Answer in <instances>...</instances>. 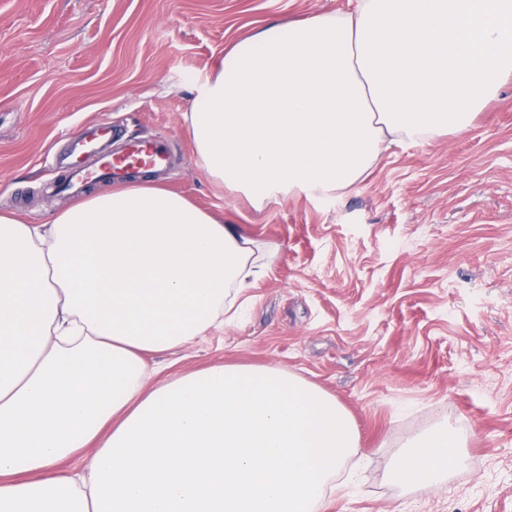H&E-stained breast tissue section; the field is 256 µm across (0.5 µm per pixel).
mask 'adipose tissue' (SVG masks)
Listing matches in <instances>:
<instances>
[{
    "instance_id": "adipose-tissue-1",
    "label": "adipose tissue",
    "mask_w": 512,
    "mask_h": 512,
    "mask_svg": "<svg viewBox=\"0 0 512 512\" xmlns=\"http://www.w3.org/2000/svg\"><path fill=\"white\" fill-rule=\"evenodd\" d=\"M350 2L266 24L197 85L199 163L256 207L335 197L391 147L468 131L512 76V0ZM265 250L152 186L45 224L1 212L0 512H319L361 451L335 397L271 366L146 376L223 324ZM466 462L443 420L391 477L439 486Z\"/></svg>"
}]
</instances>
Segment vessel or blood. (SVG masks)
Segmentation results:
<instances>
[{
	"label": "vessel or blood",
	"mask_w": 512,
	"mask_h": 512,
	"mask_svg": "<svg viewBox=\"0 0 512 512\" xmlns=\"http://www.w3.org/2000/svg\"><path fill=\"white\" fill-rule=\"evenodd\" d=\"M111 137V126L90 125L79 141L80 150L88 152ZM169 164L170 153L164 138L134 139L127 141L124 148L112 152L110 160L100 163L96 169H89L82 161H74L58 186L66 191L96 180L130 184L140 181L147 173L166 172Z\"/></svg>",
	"instance_id": "obj_1"
}]
</instances>
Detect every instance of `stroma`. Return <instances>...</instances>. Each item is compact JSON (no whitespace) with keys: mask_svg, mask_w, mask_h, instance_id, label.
Instances as JSON below:
<instances>
[{"mask_svg":"<svg viewBox=\"0 0 512 512\" xmlns=\"http://www.w3.org/2000/svg\"><path fill=\"white\" fill-rule=\"evenodd\" d=\"M348 0H0V211L45 223L52 185L93 122L166 135L163 186L266 244L234 315L155 380L224 363L281 367L343 405L363 460L321 512H512V78L465 133L392 147L340 198L256 209L198 164L184 114L224 49ZM448 420L464 468L439 487L390 477Z\"/></svg>","mask_w":512,"mask_h":512,"instance_id":"stroma-1","label":"stroma"}]
</instances>
